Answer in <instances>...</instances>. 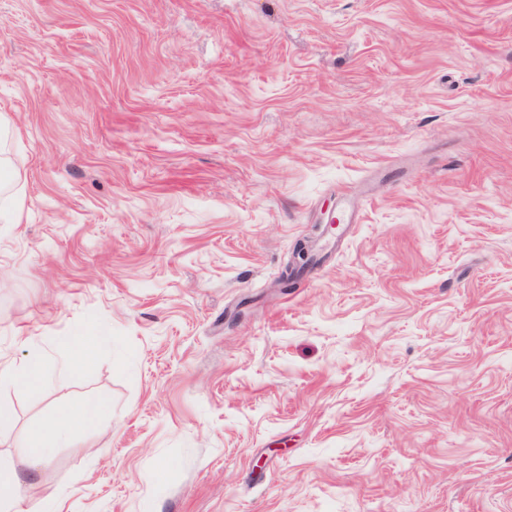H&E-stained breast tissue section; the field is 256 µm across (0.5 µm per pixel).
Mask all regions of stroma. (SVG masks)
<instances>
[{"label":"stroma","instance_id":"1","mask_svg":"<svg viewBox=\"0 0 512 512\" xmlns=\"http://www.w3.org/2000/svg\"><path fill=\"white\" fill-rule=\"evenodd\" d=\"M0 119L28 512H512V0H0ZM42 373L40 362H34L22 371L16 370L13 365L0 363V381H27L32 375L43 381ZM105 409L101 401L83 400L75 403L62 414L61 426L51 444L46 443L40 427H35L17 446V453L28 460V478H22L12 460L0 458V511L25 512L23 492L26 483L33 482L34 476L50 456L52 448L68 442L71 433L85 425L93 416H99Z\"/></svg>","mask_w":512,"mask_h":512}]
</instances>
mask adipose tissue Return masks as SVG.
Returning a JSON list of instances; mask_svg holds the SVG:
<instances>
[{"label":"adipose tissue","mask_w":512,"mask_h":512,"mask_svg":"<svg viewBox=\"0 0 512 512\" xmlns=\"http://www.w3.org/2000/svg\"><path fill=\"white\" fill-rule=\"evenodd\" d=\"M105 408L99 401L83 400L64 411L61 426L53 441H45L41 428H33L19 443L17 453L27 459V476L37 475L50 456L53 447L68 442L71 433L85 425L92 417L100 415ZM27 476H20L12 460L0 458V512H24Z\"/></svg>","instance_id":"adipose-tissue-1"}]
</instances>
